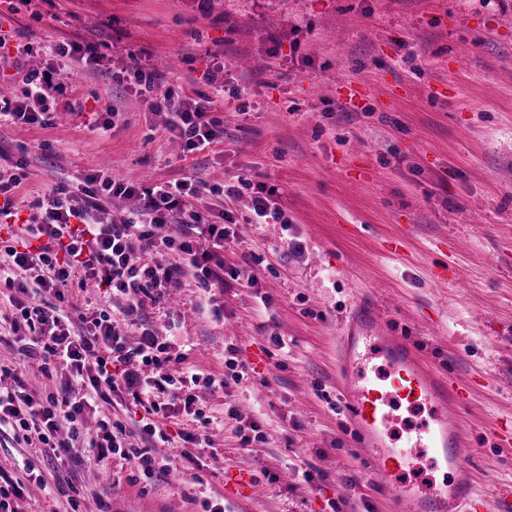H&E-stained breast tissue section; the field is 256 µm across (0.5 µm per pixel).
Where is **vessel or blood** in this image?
Wrapping results in <instances>:
<instances>
[{
  "mask_svg": "<svg viewBox=\"0 0 512 512\" xmlns=\"http://www.w3.org/2000/svg\"><path fill=\"white\" fill-rule=\"evenodd\" d=\"M372 347L383 360L384 374L356 376V368ZM337 377L351 429L375 460L382 487L404 504L406 512H445L450 503L473 504L476 489L463 472V435L453 416L464 393L452 376L435 371L407 338L388 335L378 327L373 299L357 300L353 315L342 327ZM399 403L427 409L430 423L392 436ZM420 448L434 454L442 482L421 486L405 479L404 467Z\"/></svg>",
  "mask_w": 512,
  "mask_h": 512,
  "instance_id": "b4317fda",
  "label": "vessel or blood"
}]
</instances>
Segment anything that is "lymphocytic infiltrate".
Listing matches in <instances>:
<instances>
[{
	"mask_svg": "<svg viewBox=\"0 0 512 512\" xmlns=\"http://www.w3.org/2000/svg\"><path fill=\"white\" fill-rule=\"evenodd\" d=\"M28 51L17 47L11 62L23 97L1 101L0 118L43 124L67 90L55 58L92 70L100 57L94 46L61 42L47 47L51 61L43 69L28 70L21 60ZM122 79L140 94L163 100L165 129L184 152L205 150L223 138L222 121L210 114L211 97L174 98L161 73L137 62L125 67ZM205 190L191 178L144 187L98 170L85 175L79 192L59 185L35 193L30 218L14 230L16 244L0 251V285L12 307L7 323L18 353L37 360L45 378L62 368L68 379L54 391L23 384L0 391V428L34 448L89 446L95 461L119 457L149 481L170 472L171 457L156 450L170 441L165 423L185 414L210 425L197 388L216 392L243 378L234 344L225 345L226 372L216 377L190 365L174 343L159 341L140 322L145 300L160 299L166 284L187 275L213 319L223 316L216 295L224 290V248L238 238L237 221L229 211L223 223L211 221L199 206ZM117 197H136L141 205L101 222L99 212ZM137 252L147 254V261L133 263ZM90 283L126 297L121 316L104 306L83 313L74 289ZM117 405L139 409L136 432L148 447L132 443V431L113 414ZM32 484L49 486L35 463H25L18 474L0 469V512H12V499Z\"/></svg>",
	"mask_w": 512,
	"mask_h": 512,
	"instance_id": "lymphocytic-infiltrate-1",
	"label": "lymphocytic infiltrate"
}]
</instances>
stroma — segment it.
I'll return each mask as SVG.
<instances>
[{
    "label": "stroma",
    "mask_w": 512,
    "mask_h": 512,
    "mask_svg": "<svg viewBox=\"0 0 512 512\" xmlns=\"http://www.w3.org/2000/svg\"><path fill=\"white\" fill-rule=\"evenodd\" d=\"M0 27L35 46L28 70L56 41L89 42L102 56L95 71L61 63L67 91L50 124L0 127V148L27 161L19 217L30 192L76 188L98 168L147 182L245 177L276 188L303 245L293 252L280 225L248 223L250 192L206 197L211 216L227 209L240 221L225 271L251 265L257 288L229 282L220 322L190 278L141 311L204 372L223 374L225 344L240 350L239 383L197 391L224 421L202 452L200 484L175 472L147 483L116 457L90 479L86 449L59 457L5 432L0 467L35 457L57 485L25 491L16 512H50L71 481L83 512L102 502L109 512H195L190 495L224 494L233 479L234 512H329L332 500L341 512H398L336 393V338L360 293L467 385L456 417L464 472L482 498L512 490V445L495 437L512 416V0H5ZM215 56L226 88L242 93L214 97L224 139L201 152L183 153L152 97L112 78L135 60L164 74L174 96L212 95L199 78ZM108 106L127 121L102 136L92 126ZM391 238L399 254L386 252ZM445 262L447 280H434ZM231 408L260 424L263 441L242 445ZM300 469L311 482L297 484Z\"/></svg>",
    "instance_id": "1"
}]
</instances>
